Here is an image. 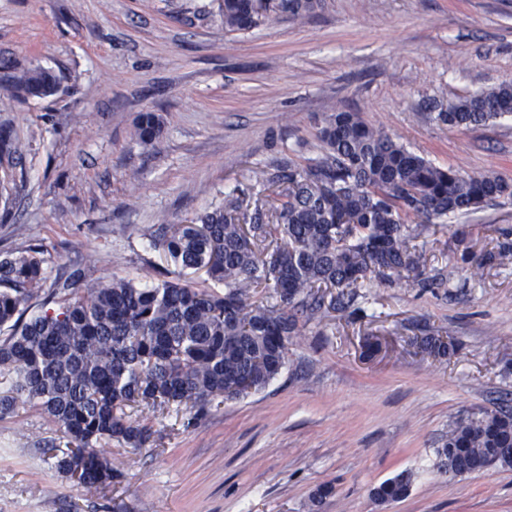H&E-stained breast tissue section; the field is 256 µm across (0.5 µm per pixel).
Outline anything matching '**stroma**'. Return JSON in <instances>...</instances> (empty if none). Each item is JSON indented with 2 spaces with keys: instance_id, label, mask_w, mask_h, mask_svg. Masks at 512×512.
Here are the masks:
<instances>
[{
  "instance_id": "obj_1",
  "label": "stroma",
  "mask_w": 512,
  "mask_h": 512,
  "mask_svg": "<svg viewBox=\"0 0 512 512\" xmlns=\"http://www.w3.org/2000/svg\"><path fill=\"white\" fill-rule=\"evenodd\" d=\"M223 0H0V256L44 248L49 279L94 266L153 282L167 265L155 224H180L232 191L265 196L256 167L324 154L333 108L360 112L408 150L512 182V115L469 129L449 102L512 80V0H316L228 32ZM40 66L59 89L17 96ZM155 113L151 144L133 138ZM424 279L373 278L346 310L302 324L264 389L189 412L136 411L155 448L107 446L112 488L63 477L44 455L54 426L0 419V512H512V466L442 473L457 420L512 409V257L478 274L460 260L512 235V198L426 223L409 218ZM382 346L365 356V337ZM452 342L448 356L420 346ZM407 472L395 502L379 484ZM334 492L312 507L317 488ZM160 132V121L152 112H144L135 124V136L143 144L150 143Z\"/></svg>"
}]
</instances>
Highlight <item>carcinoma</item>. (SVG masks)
<instances>
[{"label":"carcinoma","instance_id":"cac0c4a2","mask_svg":"<svg viewBox=\"0 0 512 512\" xmlns=\"http://www.w3.org/2000/svg\"><path fill=\"white\" fill-rule=\"evenodd\" d=\"M313 0H224V29L249 31L276 11L295 17ZM512 114V81L448 104L437 114L457 128ZM160 132L142 113L135 136L150 143ZM323 156L305 166L288 159L252 170L274 189L277 204L224 201L187 224H162L152 245L174 266L151 287L107 279L93 267L45 298L43 250L0 257V417L23 408L44 416L65 439L48 452L63 474L89 487L124 477L101 452L117 442L141 449L154 431L132 419L140 407L207 408L266 387L286 364L300 318L343 307L371 275L382 279L424 273L423 247L406 218L429 222L465 215L512 197V184L492 173L441 168L370 127L358 112H334L321 129ZM203 271L211 284L184 279ZM274 305L250 302L256 288ZM43 298L41 311L28 315ZM438 467L462 476L512 465V414L483 411L458 421L436 450ZM411 477L379 485L383 502L403 498Z\"/></svg>","mask_w":512,"mask_h":512}]
</instances>
